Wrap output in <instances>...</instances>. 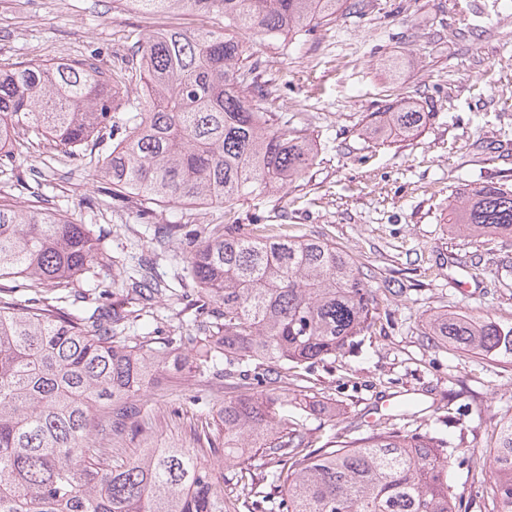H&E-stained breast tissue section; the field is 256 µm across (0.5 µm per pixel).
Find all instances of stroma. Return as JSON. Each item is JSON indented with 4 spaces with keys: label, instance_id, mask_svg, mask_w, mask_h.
<instances>
[{
    "label": "stroma",
    "instance_id": "1",
    "mask_svg": "<svg viewBox=\"0 0 512 512\" xmlns=\"http://www.w3.org/2000/svg\"><path fill=\"white\" fill-rule=\"evenodd\" d=\"M220 28L218 17L146 14L124 0H0V63L78 60L99 53L110 67L132 60V33L167 23ZM271 78L266 106L305 130L312 167L274 196L237 207L242 230L279 224L318 237L361 263L379 302L377 325L350 352L282 371L278 392L306 404L313 446L378 428L443 439L448 480L467 512H490L483 493L501 419L512 416V366L435 342L431 315L451 312L512 323V239L464 236L448 226V199L493 184L512 190V0H346L335 21L271 46L244 40ZM409 104L425 112L409 137L369 135L373 113ZM41 187L56 204H100L98 229L112 264L99 277L122 301L120 272L151 266L167 295L156 316L124 333L177 336L195 318V283L175 278L184 244L154 239L156 225L220 224L224 211L167 203L152 218L115 201L82 158L50 151L0 172V198L21 204ZM483 272L472 277L470 264ZM233 379L171 376L143 397L137 436L120 445L194 448ZM207 397V407L190 402Z\"/></svg>",
    "mask_w": 512,
    "mask_h": 512
}]
</instances>
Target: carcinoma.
Here are the masks:
<instances>
[{
  "label": "carcinoma",
  "mask_w": 512,
  "mask_h": 512,
  "mask_svg": "<svg viewBox=\"0 0 512 512\" xmlns=\"http://www.w3.org/2000/svg\"><path fill=\"white\" fill-rule=\"evenodd\" d=\"M148 13L189 12L224 19V30L170 27L136 35L142 95H123L130 74L92 55L0 66V165L48 143L83 152L112 198H136L140 215L165 203L224 206V223L185 232L183 272L199 287L196 336L130 338L118 330L152 309L159 289L125 282L140 310L98 303L89 313L62 306L73 282L87 295L112 287L97 278L110 261L85 222L95 202L63 211L41 199L0 201V512H228L211 459L217 448H144L125 458L99 441L138 430V398L174 371L224 374L236 366L249 391L224 399L217 430L224 463L259 452L278 512H461L448 484L443 442L426 434L373 431L333 448L309 449L284 394L253 392L276 382L279 368L335 357L378 320L376 295L358 264L335 245L290 237L273 224L242 233L229 206L288 187L317 153L262 106L271 95L262 62L242 36L275 45L284 36L336 19L343 0H129ZM128 113L122 125L112 113ZM414 106L381 113L401 135L421 127ZM116 139L107 153L93 151ZM448 224L476 236L512 237V191L482 185L448 209ZM58 292L55 300L43 289ZM34 292L21 304L2 297ZM429 335L512 364V323L430 317ZM189 350L171 358L169 345ZM490 461L492 512H512V418L499 428ZM234 512H256L270 498L247 485Z\"/></svg>",
  "instance_id": "obj_1"
}]
</instances>
